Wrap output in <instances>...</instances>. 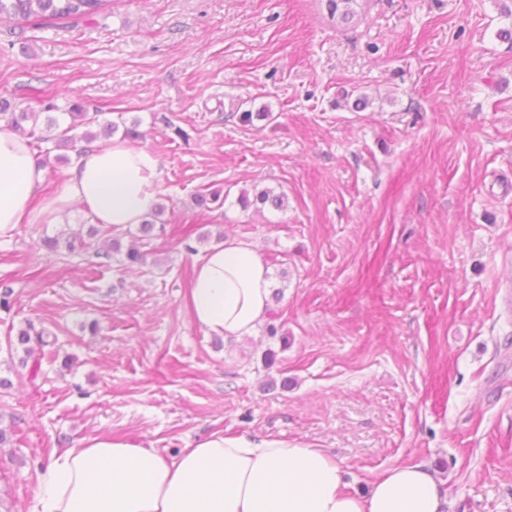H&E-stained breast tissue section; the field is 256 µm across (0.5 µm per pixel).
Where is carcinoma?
Segmentation results:
<instances>
[{
	"label": "carcinoma",
	"instance_id": "obj_1",
	"mask_svg": "<svg viewBox=\"0 0 512 512\" xmlns=\"http://www.w3.org/2000/svg\"><path fill=\"white\" fill-rule=\"evenodd\" d=\"M328 17L332 20L345 21L354 14L353 4L357 0H323ZM112 8V0H0V18H7L18 24L30 20H78L96 16ZM57 106L48 101L44 105L45 127L37 130L39 115L34 112L16 111L6 99H0V120L18 135L29 140L31 148L42 156L41 163L49 160L51 152L58 149H75L77 144L84 143L81 151L85 152L88 145L100 139V133L93 130L98 122L97 115L83 110L74 101L69 106V121L61 123L53 115ZM240 203L244 207L257 210L270 205L276 209L285 204V195L271 188L261 189L249 197L242 193Z\"/></svg>",
	"mask_w": 512,
	"mask_h": 512
}]
</instances>
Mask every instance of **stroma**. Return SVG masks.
Listing matches in <instances>:
<instances>
[{"label":"stroma","mask_w":512,"mask_h":512,"mask_svg":"<svg viewBox=\"0 0 512 512\" xmlns=\"http://www.w3.org/2000/svg\"><path fill=\"white\" fill-rule=\"evenodd\" d=\"M354 9L340 26L317 0L0 20V97L139 120L166 206L147 238L77 208L0 236V512H30L84 439L175 454L218 430L322 449L354 494L424 463L448 512H512V0ZM257 186L284 207H243ZM229 235L280 293L242 341L187 308L197 259ZM29 326L53 340L34 377L12 342Z\"/></svg>","instance_id":"35a3bbf8"}]
</instances>
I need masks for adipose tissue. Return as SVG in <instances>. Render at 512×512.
<instances>
[{
	"instance_id": "ef3b65f1",
	"label": "adipose tissue",
	"mask_w": 512,
	"mask_h": 512,
	"mask_svg": "<svg viewBox=\"0 0 512 512\" xmlns=\"http://www.w3.org/2000/svg\"><path fill=\"white\" fill-rule=\"evenodd\" d=\"M46 172L27 141L0 121V235L18 224H59L73 205L94 223L138 224L154 210L162 173L154 154L115 140L72 161L42 196ZM270 269L253 245L230 237L196 262L192 322L240 340L271 311ZM342 468L305 443L215 432L168 456L125 437L98 435L62 450L41 474L32 512H445L426 465H399L367 494L345 492Z\"/></svg>"
}]
</instances>
